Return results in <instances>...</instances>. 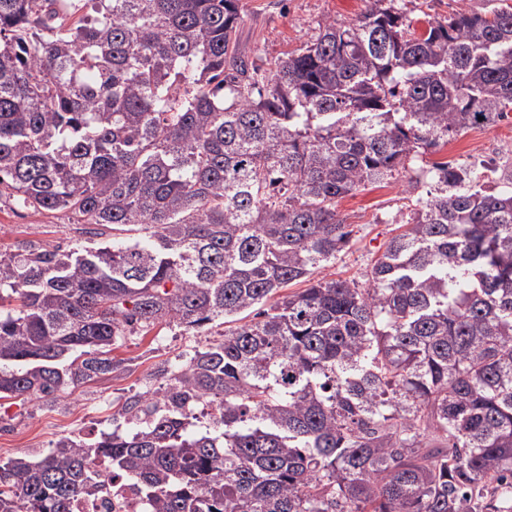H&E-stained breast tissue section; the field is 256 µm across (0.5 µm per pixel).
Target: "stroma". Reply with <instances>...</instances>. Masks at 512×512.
<instances>
[{
	"label": "stroma",
	"mask_w": 512,
	"mask_h": 512,
	"mask_svg": "<svg viewBox=\"0 0 512 512\" xmlns=\"http://www.w3.org/2000/svg\"><path fill=\"white\" fill-rule=\"evenodd\" d=\"M239 48L257 64L287 57L314 39L325 22H354L367 8V0H243ZM491 0H397L415 33L425 32L436 19L454 12L481 13ZM437 160L476 170L483 183L505 187L512 183V112L503 120L463 132L436 155ZM424 188L409 189L398 175L383 184L368 185L341 199L340 217L349 224V244L335 262L317 270V277L365 284L374 261L408 217L411 200L424 196ZM82 220L69 211L43 212L16 206L0 198V254L7 255L26 242L48 249L92 242L82 234ZM224 327L207 325L186 331L176 325L155 327L121 338L115 358L127 370L101 378L54 399L0 401V459L20 451L46 452L60 436L85 440L115 429L112 420L128 397L164 384L171 365L180 357L221 340Z\"/></svg>",
	"instance_id": "stroma-1"
}]
</instances>
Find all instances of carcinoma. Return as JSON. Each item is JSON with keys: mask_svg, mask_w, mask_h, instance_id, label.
Returning a JSON list of instances; mask_svg holds the SVG:
<instances>
[{"mask_svg": "<svg viewBox=\"0 0 512 512\" xmlns=\"http://www.w3.org/2000/svg\"><path fill=\"white\" fill-rule=\"evenodd\" d=\"M243 15L0 0V197L141 233L0 256V399L125 369L112 346L136 330L240 322L125 401L133 432L1 461L0 512H71L116 478L146 512H503L512 189L435 163L365 287L311 271L349 243L340 198L417 186L420 157L512 110V5L417 36L369 0L265 69L239 52Z\"/></svg>", "mask_w": 512, "mask_h": 512, "instance_id": "cac0c4a2", "label": "carcinoma"}]
</instances>
